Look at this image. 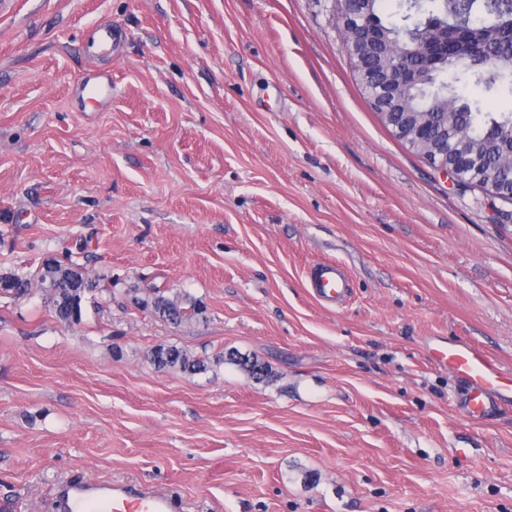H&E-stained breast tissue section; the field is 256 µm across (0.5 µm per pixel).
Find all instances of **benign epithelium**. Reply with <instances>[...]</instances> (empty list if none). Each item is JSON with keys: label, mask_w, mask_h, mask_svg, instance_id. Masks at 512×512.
Wrapping results in <instances>:
<instances>
[{"label": "benign epithelium", "mask_w": 512, "mask_h": 512, "mask_svg": "<svg viewBox=\"0 0 512 512\" xmlns=\"http://www.w3.org/2000/svg\"><path fill=\"white\" fill-rule=\"evenodd\" d=\"M333 16L339 23L346 49L362 86L373 93L371 100L382 109V116L390 123L395 135L410 148L424 152L434 166L449 174L459 184L469 182L468 176L448 169V156L433 152V144L420 134L413 120L394 122V115L403 111V91L410 77L414 61L428 57L434 46L420 38L402 58H391L378 52L384 45L382 33L371 20V0H335Z\"/></svg>", "instance_id": "1"}]
</instances>
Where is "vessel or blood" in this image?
I'll use <instances>...</instances> for the list:
<instances>
[{
	"mask_svg": "<svg viewBox=\"0 0 512 512\" xmlns=\"http://www.w3.org/2000/svg\"><path fill=\"white\" fill-rule=\"evenodd\" d=\"M310 285L327 304L342 303L350 292L344 268L335 262L317 264L310 273ZM433 361L462 377L469 394L462 411L469 419L481 420L496 396L512 394V372L505 371L484 351L473 346H435ZM56 512H180L172 493L139 486L132 482L68 481L60 485Z\"/></svg>",
	"mask_w": 512,
	"mask_h": 512,
	"instance_id": "1",
	"label": "vessel or blood"
}]
</instances>
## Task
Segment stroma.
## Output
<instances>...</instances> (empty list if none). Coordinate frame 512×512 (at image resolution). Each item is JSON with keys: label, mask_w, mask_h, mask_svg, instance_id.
<instances>
[{"label": "stroma", "mask_w": 512, "mask_h": 512, "mask_svg": "<svg viewBox=\"0 0 512 512\" xmlns=\"http://www.w3.org/2000/svg\"><path fill=\"white\" fill-rule=\"evenodd\" d=\"M116 29L110 52L91 47ZM112 105H74L83 73ZM398 139L333 0H8L0 7V512L62 480L184 512H512V400L465 417L433 341L512 371V221ZM71 253L81 319L39 283ZM343 265V305L308 271ZM204 312L174 324L140 300ZM231 362L188 374L154 349Z\"/></svg>", "instance_id": "1"}]
</instances>
